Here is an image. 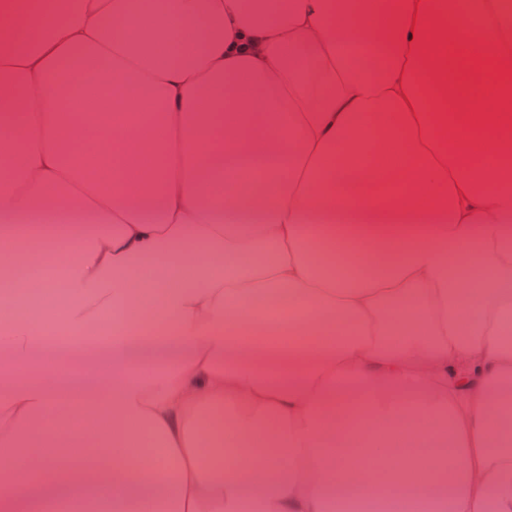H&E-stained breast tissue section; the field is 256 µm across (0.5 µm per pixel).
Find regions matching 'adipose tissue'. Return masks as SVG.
<instances>
[{"label":"adipose tissue","mask_w":512,"mask_h":512,"mask_svg":"<svg viewBox=\"0 0 512 512\" xmlns=\"http://www.w3.org/2000/svg\"><path fill=\"white\" fill-rule=\"evenodd\" d=\"M509 32L507 0H0V512H512ZM81 225L65 327L117 317L75 370L35 326Z\"/></svg>","instance_id":"obj_1"}]
</instances>
